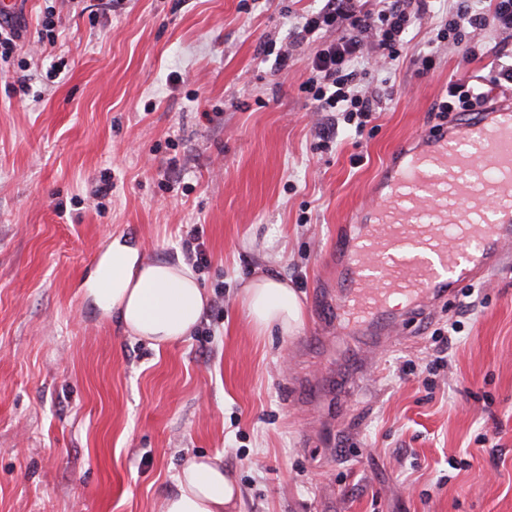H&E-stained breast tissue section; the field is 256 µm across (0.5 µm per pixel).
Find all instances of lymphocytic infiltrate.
I'll list each match as a JSON object with an SVG mask.
<instances>
[{"label":"lymphocytic infiltrate","instance_id":"obj_1","mask_svg":"<svg viewBox=\"0 0 512 512\" xmlns=\"http://www.w3.org/2000/svg\"><path fill=\"white\" fill-rule=\"evenodd\" d=\"M432 0H380L375 11L364 8V0H322L320 8L301 17L295 25V40L335 30V39L323 42L308 64L310 76L304 86L315 111L340 112L347 124L363 130L376 111L379 95L362 88L357 79L373 64L365 55L373 46L383 58L398 60L410 30L418 18L429 13ZM494 30L512 34V0H463L448 13L440 37L465 47L476 55L470 38L474 31ZM483 85L459 78L449 82L435 104L438 112H480L489 102Z\"/></svg>","mask_w":512,"mask_h":512}]
</instances>
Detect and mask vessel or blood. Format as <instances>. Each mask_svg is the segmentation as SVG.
<instances>
[{"label":"vessel or blood","instance_id":"b4317fda","mask_svg":"<svg viewBox=\"0 0 512 512\" xmlns=\"http://www.w3.org/2000/svg\"><path fill=\"white\" fill-rule=\"evenodd\" d=\"M512 254V100L459 116L403 152L345 256L340 328L392 339L396 295L410 317Z\"/></svg>","mask_w":512,"mask_h":512}]
</instances>
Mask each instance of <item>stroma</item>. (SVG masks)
I'll use <instances>...</instances> for the list:
<instances>
[{
    "instance_id": "1",
    "label": "stroma",
    "mask_w": 512,
    "mask_h": 512,
    "mask_svg": "<svg viewBox=\"0 0 512 512\" xmlns=\"http://www.w3.org/2000/svg\"><path fill=\"white\" fill-rule=\"evenodd\" d=\"M316 7L17 0L0 59V512H160L199 455L221 458L239 512H512V269L381 350L329 313L336 246L393 150L446 127L449 81L490 83L512 39L475 32L467 57L423 18L358 133L303 91L321 40L279 73L260 55ZM21 75L29 94L7 92ZM195 234L208 305L189 336L158 351L93 304L113 238L175 262ZM264 273L296 290V333L248 323L242 289Z\"/></svg>"
}]
</instances>
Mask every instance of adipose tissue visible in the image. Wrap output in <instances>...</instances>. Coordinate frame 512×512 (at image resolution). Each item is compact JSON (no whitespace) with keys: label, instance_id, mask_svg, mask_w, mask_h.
I'll list each match as a JSON object with an SVG mask.
<instances>
[{"label":"adipose tissue","instance_id":"ef3b65f1","mask_svg":"<svg viewBox=\"0 0 512 512\" xmlns=\"http://www.w3.org/2000/svg\"><path fill=\"white\" fill-rule=\"evenodd\" d=\"M97 305L118 317L131 334L161 348L188 336L207 305L204 289L185 264L143 262L137 248L114 239L90 279ZM243 303L259 330L279 326L295 332L302 324L300 299L287 281L260 275L245 285ZM239 491L220 458L199 456L181 469L162 512H232Z\"/></svg>","mask_w":512,"mask_h":512}]
</instances>
